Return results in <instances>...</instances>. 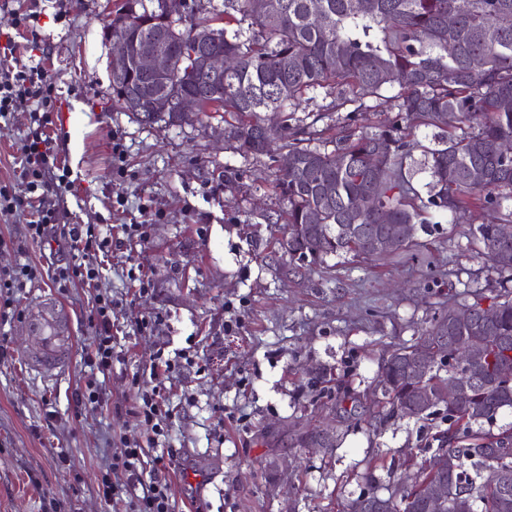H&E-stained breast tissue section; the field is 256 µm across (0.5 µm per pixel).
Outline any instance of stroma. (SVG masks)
<instances>
[{
  "mask_svg": "<svg viewBox=\"0 0 512 512\" xmlns=\"http://www.w3.org/2000/svg\"><path fill=\"white\" fill-rule=\"evenodd\" d=\"M110 0H0V47L41 64L54 87L45 128L68 168L64 210L49 242L31 240L29 213L0 211V272L22 264L36 277L0 289V512H125L98 493L100 466L121 440H145L135 411L159 391L170 427L164 464L176 512H340L367 487L386 493L438 448L448 412L408 418L372 397L381 360L443 309L491 303L512 273L479 253L485 213L455 221L431 214L411 248L380 258L328 256L298 273L280 246L288 200L276 185L280 152L245 155L220 137L224 115L194 125L145 123L112 100ZM37 14L28 26L19 13ZM398 85L368 111L320 117L328 91L307 92L295 111L327 140L348 129L391 128ZM32 106L0 119V187L24 194L20 161ZM106 237L101 279L65 288L69 231ZM139 224L142 235H129ZM68 311L76 347L61 376L44 381L24 358L23 323L34 289ZM112 296L115 362L108 408L78 407L89 374L97 294ZM176 357L155 377L157 354ZM319 431L330 448H304ZM65 450L67 461L56 458Z\"/></svg>",
  "mask_w": 512,
  "mask_h": 512,
  "instance_id": "stroma-1",
  "label": "stroma"
}]
</instances>
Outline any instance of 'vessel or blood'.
I'll return each mask as SVG.
<instances>
[{
  "label": "vessel or blood",
  "instance_id": "vessel-or-blood-1",
  "mask_svg": "<svg viewBox=\"0 0 512 512\" xmlns=\"http://www.w3.org/2000/svg\"><path fill=\"white\" fill-rule=\"evenodd\" d=\"M24 318L35 342L27 365L40 376H58L68 363L73 345V327L66 313L54 302L39 298L29 305Z\"/></svg>",
  "mask_w": 512,
  "mask_h": 512
}]
</instances>
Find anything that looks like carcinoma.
Wrapping results in <instances>:
<instances>
[{
    "label": "carcinoma",
    "mask_w": 512,
    "mask_h": 512,
    "mask_svg": "<svg viewBox=\"0 0 512 512\" xmlns=\"http://www.w3.org/2000/svg\"><path fill=\"white\" fill-rule=\"evenodd\" d=\"M125 0L121 9L139 7L133 17L119 13L112 23L136 27L139 38L153 39L163 23L147 3ZM318 4V21L310 19ZM512 16V0H224V26L248 21L224 36V54L236 60L224 74V87L200 84L193 75L191 32L195 21L174 19L177 32L170 46L176 80L170 89L200 95L196 120L217 105L234 122L224 128L226 142L241 153L258 154L254 141L269 126V144L283 142L293 155L299 177L283 172L278 186L288 199V252L299 248L325 255H363L366 227L383 223L422 224L431 210L461 219L473 211L497 213L500 224L512 223V211L501 203L512 199V27L497 19ZM394 74L400 91L394 96L400 122L379 133L350 130L336 138L328 152L318 130L305 139L288 124L287 105L317 87L338 93L323 106L338 112L352 106L368 111L365 99L377 97ZM467 126L460 134H441L427 151L430 181L427 196L413 182L406 139L423 126L443 131L448 117ZM385 185L373 208L367 202L374 181ZM483 255L493 266L512 271V243L504 245L495 224L478 226ZM472 312L460 323L444 312L409 345L394 347L380 366L377 386L392 412L401 416L416 405V393L402 381V366L414 355L432 358L424 385L448 384L459 367L453 353L470 337L487 338L485 358L474 371L470 404L448 411V447L438 448L420 467L400 499L374 490L350 501L345 512H421L425 482H448L446 512H458L457 498L481 502L482 512H512V495H503L498 474L512 472V431L491 435L478 428L504 408H512V378L499 366L512 362V289L503 287L491 308L495 319L480 315L481 302L464 304ZM475 470L466 475L464 466Z\"/></svg>",
    "instance_id": "obj_1"
}]
</instances>
